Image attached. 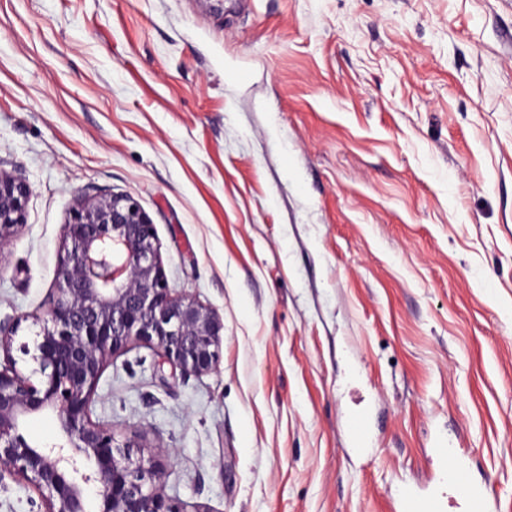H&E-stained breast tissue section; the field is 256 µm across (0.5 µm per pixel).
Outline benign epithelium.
Listing matches in <instances>:
<instances>
[{
    "label": "benign epithelium",
    "mask_w": 512,
    "mask_h": 512,
    "mask_svg": "<svg viewBox=\"0 0 512 512\" xmlns=\"http://www.w3.org/2000/svg\"><path fill=\"white\" fill-rule=\"evenodd\" d=\"M29 188L0 172V248L23 224ZM51 325L37 334L34 374L0 366V477L38 496V512H177L165 495V468L118 443L91 419L93 396L114 355L152 344L183 376L215 369L224 322L189 295L171 293L154 224L135 201L114 194L79 203L66 227ZM56 415L61 440L39 445L28 419Z\"/></svg>",
    "instance_id": "7a95c632"
}]
</instances>
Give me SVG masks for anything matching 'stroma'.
<instances>
[{"label": "stroma", "mask_w": 512, "mask_h": 512, "mask_svg": "<svg viewBox=\"0 0 512 512\" xmlns=\"http://www.w3.org/2000/svg\"><path fill=\"white\" fill-rule=\"evenodd\" d=\"M10 354L82 197L150 217L216 369L146 343L91 418L181 512H396L439 434L512 512V0H0ZM28 194L25 183L0 171V249L11 230L23 224Z\"/></svg>", "instance_id": "1"}]
</instances>
